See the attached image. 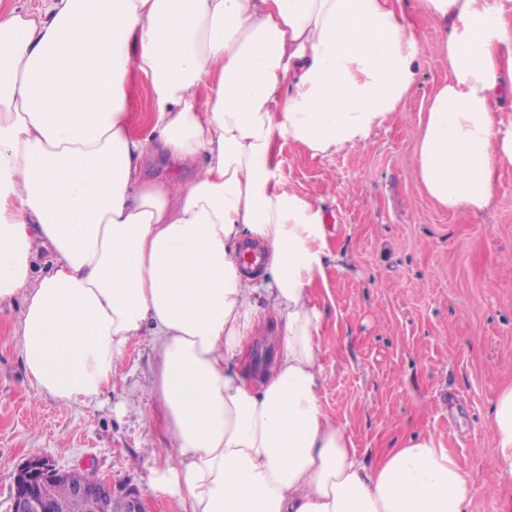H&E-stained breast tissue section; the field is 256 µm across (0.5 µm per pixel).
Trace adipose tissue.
I'll return each instance as SVG.
<instances>
[{"mask_svg": "<svg viewBox=\"0 0 512 512\" xmlns=\"http://www.w3.org/2000/svg\"><path fill=\"white\" fill-rule=\"evenodd\" d=\"M46 0L0 10V305L36 396L98 402L152 337L171 450L148 485L187 512H467L473 483L430 435L375 460L326 412L317 293L333 256L319 199L287 189L279 143L364 146L431 53L448 78L416 123L412 178L488 217L512 165V0ZM148 83L149 131L131 120ZM173 166L181 180L166 174ZM260 247L259 274L244 271ZM48 268H39L42 257ZM271 309L280 334L247 346ZM512 479V387L493 408ZM404 7L411 15L424 43H435L440 37L432 22L419 10L417 0H405Z\"/></svg>", "mask_w": 512, "mask_h": 512, "instance_id": "ef3b65f1", "label": "adipose tissue"}]
</instances>
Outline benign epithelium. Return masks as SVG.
I'll list each match as a JSON object with an SVG mask.
<instances>
[{"mask_svg":"<svg viewBox=\"0 0 512 512\" xmlns=\"http://www.w3.org/2000/svg\"><path fill=\"white\" fill-rule=\"evenodd\" d=\"M53 480L69 483L75 503L97 498L103 512H146L137 494H114L109 478L94 471L61 469L44 455L29 456L18 467L10 512H52V506L41 497L40 488L42 484Z\"/></svg>","mask_w":512,"mask_h":512,"instance_id":"7a95c632","label":"benign epithelium"}]
</instances>
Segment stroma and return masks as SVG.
<instances>
[{
    "label": "stroma",
    "mask_w": 512,
    "mask_h": 512,
    "mask_svg": "<svg viewBox=\"0 0 512 512\" xmlns=\"http://www.w3.org/2000/svg\"><path fill=\"white\" fill-rule=\"evenodd\" d=\"M447 78L444 63L423 58L403 110L365 146L314 158L286 144L280 173L328 215L334 260L321 340L330 417L348 423L356 450L372 459L433 435L475 484L468 512H512L492 433L495 397L512 386V166L496 170L486 222L441 209L413 182L418 115ZM20 321L19 305L0 307V512L34 451L110 478L115 493L137 492L148 512H182L147 483L150 449L169 440L150 390L151 337L131 344L100 402L64 406L34 398L15 345Z\"/></svg>",
    "instance_id": "stroma-1"
}]
</instances>
